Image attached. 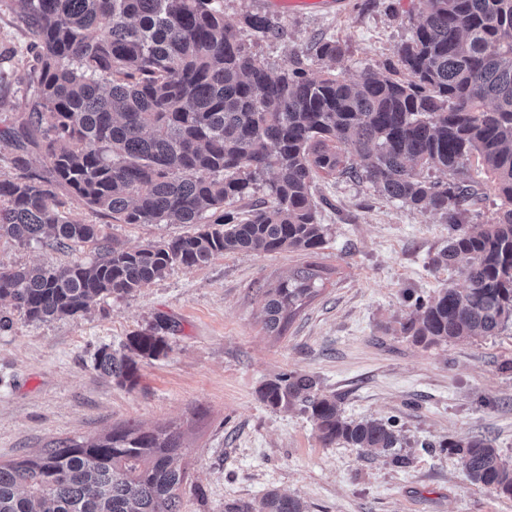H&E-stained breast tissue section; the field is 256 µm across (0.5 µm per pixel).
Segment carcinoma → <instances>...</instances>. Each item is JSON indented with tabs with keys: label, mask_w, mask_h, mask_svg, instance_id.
<instances>
[{
	"label": "carcinoma",
	"mask_w": 512,
	"mask_h": 512,
	"mask_svg": "<svg viewBox=\"0 0 512 512\" xmlns=\"http://www.w3.org/2000/svg\"><path fill=\"white\" fill-rule=\"evenodd\" d=\"M35 36L36 96L9 137L39 152L46 174L23 155L14 180L0 181V239L63 249L90 245L95 256L60 267L0 266V301L30 320L77 316L96 298L122 297L174 266L193 268L236 251L317 253V179L365 181L375 191L429 211L448 225L435 267L467 271L463 288L415 299L401 331L418 345L490 336L512 325V0H419L421 21L395 50L407 78L336 70L340 42L316 46L318 77L298 62L272 74L224 21V0H17ZM256 39L282 29L249 15ZM363 161L358 168L353 158ZM476 159L500 205L473 222L467 163ZM434 169L448 179H432ZM263 189L245 212L232 203ZM70 202L117 224H194L193 232L137 248L84 224ZM307 263L265 296L264 327L278 336L288 310L324 286ZM164 321L120 350L102 349L97 368L134 385L136 358L169 349ZM273 408L310 413L326 445L373 453L396 447L395 425L349 421L336 395L308 374L281 373L260 389ZM471 481L512 497V461L486 439L450 440ZM180 433L127 423L99 437L65 438L22 461L0 463V512H181L185 473L175 465ZM224 512H306L271 490L261 508L246 501Z\"/></svg>",
	"instance_id": "cac0c4a2"
}]
</instances>
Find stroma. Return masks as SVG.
<instances>
[{
	"label": "stroma",
	"instance_id": "stroma-1",
	"mask_svg": "<svg viewBox=\"0 0 512 512\" xmlns=\"http://www.w3.org/2000/svg\"><path fill=\"white\" fill-rule=\"evenodd\" d=\"M420 21L418 0H344L341 13L283 14L285 34L252 50L272 73L308 59L315 43L341 42V67L355 78L381 71ZM32 33L13 0H0V180L17 175L6 129L27 111L34 89ZM314 197L327 242L317 255L238 251L207 264L173 267L125 298L97 301L82 315L31 321L14 315L0 331V462L38 453L59 438L95 437L133 422L174 427L184 448L182 512H224L271 489L306 512H512V498L475 485L448 440H489L512 460V328L423 347L395 327L416 297L464 287L455 267L429 259L448 238L430 212L403 206L365 184L318 180ZM85 224H106L135 248L192 232L189 224H107L74 206ZM92 247L62 251L52 239L0 241V265L56 267L90 260ZM313 262L324 288L283 335L262 322L258 286ZM166 320V355L138 362L135 385L100 374L96 356ZM312 375L353 421L395 420L397 448L373 454L324 445L299 408H272L259 391L275 375Z\"/></svg>",
	"mask_w": 512,
	"mask_h": 512
}]
</instances>
